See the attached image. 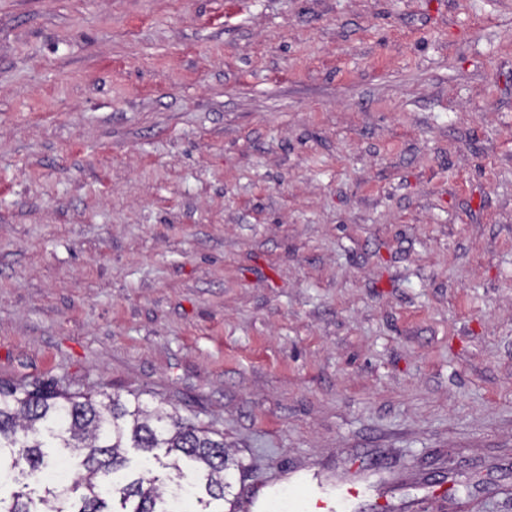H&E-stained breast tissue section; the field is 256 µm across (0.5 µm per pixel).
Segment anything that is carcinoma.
<instances>
[{
	"instance_id": "cac0c4a2",
	"label": "carcinoma",
	"mask_w": 512,
	"mask_h": 512,
	"mask_svg": "<svg viewBox=\"0 0 512 512\" xmlns=\"http://www.w3.org/2000/svg\"><path fill=\"white\" fill-rule=\"evenodd\" d=\"M215 431L185 424L172 413L145 406L137 393H72L54 381L0 383V512H177L178 489L165 470L178 460L196 463L191 512H224L229 455ZM147 453L143 474L127 480L124 449ZM76 461L73 480L50 486L40 474L53 451Z\"/></svg>"
}]
</instances>
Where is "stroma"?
Returning <instances> with one entry per match:
<instances>
[{"label": "stroma", "mask_w": 512, "mask_h": 512, "mask_svg": "<svg viewBox=\"0 0 512 512\" xmlns=\"http://www.w3.org/2000/svg\"><path fill=\"white\" fill-rule=\"evenodd\" d=\"M223 433L224 503L512 512V0H0V381ZM365 486L362 483H343L336 486L334 496L312 487L302 485L289 491V499L299 498L305 512H341L363 496Z\"/></svg>", "instance_id": "35a3bbf8"}]
</instances>
